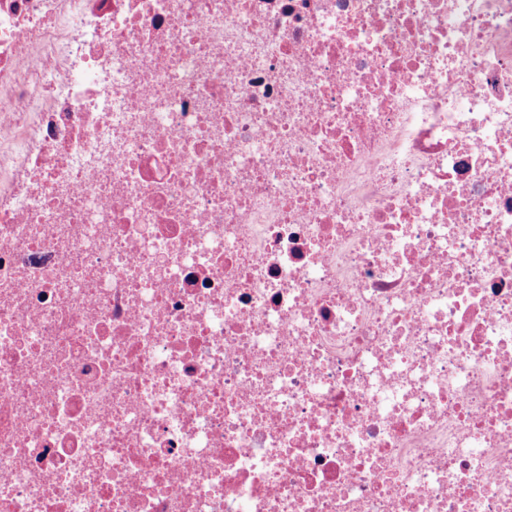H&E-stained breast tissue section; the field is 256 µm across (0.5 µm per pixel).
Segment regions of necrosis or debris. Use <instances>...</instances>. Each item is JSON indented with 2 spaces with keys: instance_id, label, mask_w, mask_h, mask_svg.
Masks as SVG:
<instances>
[{
  "instance_id": "necrosis-or-debris-1",
  "label": "necrosis or debris",
  "mask_w": 512,
  "mask_h": 512,
  "mask_svg": "<svg viewBox=\"0 0 512 512\" xmlns=\"http://www.w3.org/2000/svg\"><path fill=\"white\" fill-rule=\"evenodd\" d=\"M0 512H512V0H0Z\"/></svg>"
}]
</instances>
